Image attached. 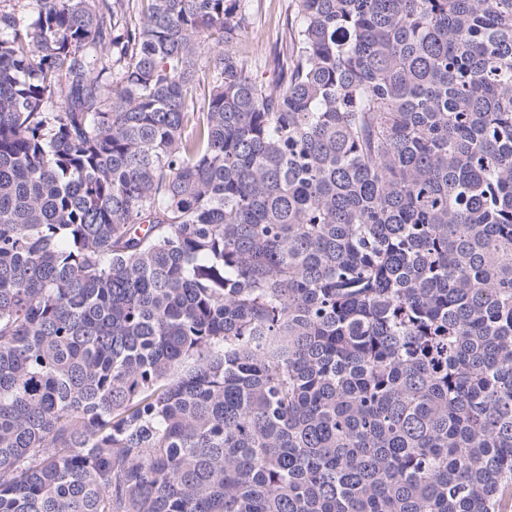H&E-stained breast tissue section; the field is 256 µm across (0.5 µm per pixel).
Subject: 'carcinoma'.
Listing matches in <instances>:
<instances>
[{"label":"carcinoma","instance_id":"cac0c4a2","mask_svg":"<svg viewBox=\"0 0 512 512\" xmlns=\"http://www.w3.org/2000/svg\"><path fill=\"white\" fill-rule=\"evenodd\" d=\"M34 2L0 512H512V0ZM250 24L240 45L254 74L270 81L274 78L273 58L281 48L285 23L292 12L291 0H249Z\"/></svg>","mask_w":512,"mask_h":512}]
</instances>
